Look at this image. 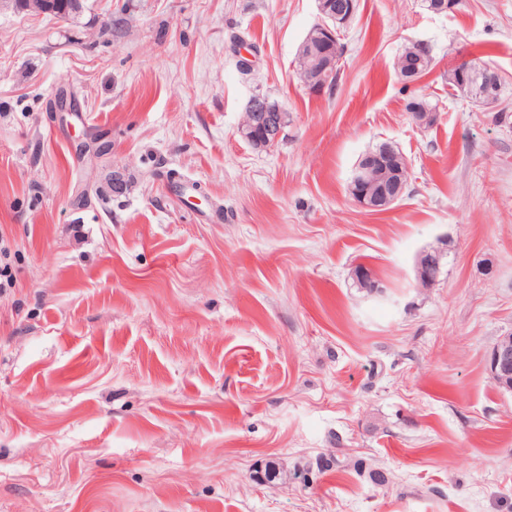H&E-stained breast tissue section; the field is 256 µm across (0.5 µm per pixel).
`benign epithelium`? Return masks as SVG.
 <instances>
[{
  "instance_id": "obj_1",
  "label": "benign epithelium",
  "mask_w": 512,
  "mask_h": 512,
  "mask_svg": "<svg viewBox=\"0 0 512 512\" xmlns=\"http://www.w3.org/2000/svg\"><path fill=\"white\" fill-rule=\"evenodd\" d=\"M318 21L312 27L310 37L318 40L319 48L301 46L297 60H310V68L317 82L312 90L329 82L336 72V56L332 43L336 33L349 25L354 9L336 7L332 0H316ZM12 7L22 12L50 14L54 11L53 0H0V8ZM400 74L407 83L418 81L417 63L408 56L398 60ZM291 120L290 113L278 101L267 95L256 94L246 103L239 136L259 148L276 146ZM355 201L370 211H385L396 204L404 191L399 173L389 168L379 153L367 152L358 160L353 177ZM445 252L427 251L418 258L416 280L432 285L440 274ZM488 371L495 385L505 393H512V329L504 332L493 346L487 362Z\"/></svg>"
}]
</instances>
